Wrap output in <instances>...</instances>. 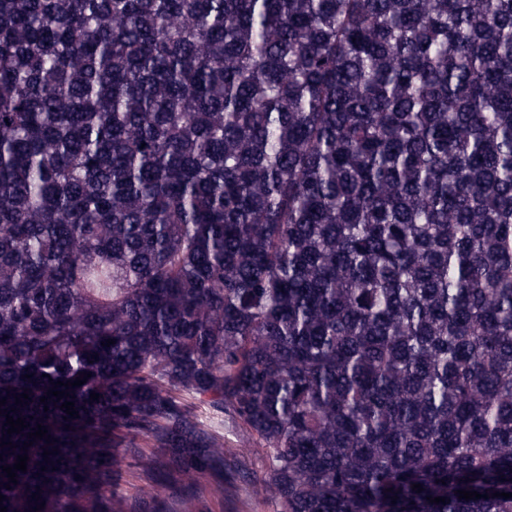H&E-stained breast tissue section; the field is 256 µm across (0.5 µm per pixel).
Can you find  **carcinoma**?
Returning a JSON list of instances; mask_svg holds the SVG:
<instances>
[{
  "label": "carcinoma",
  "instance_id": "obj_1",
  "mask_svg": "<svg viewBox=\"0 0 512 512\" xmlns=\"http://www.w3.org/2000/svg\"><path fill=\"white\" fill-rule=\"evenodd\" d=\"M188 396L280 512H512V0H0V504L214 512ZM196 413L198 418L204 423L212 425L217 434L223 438L224 450L235 453L240 448H244L246 443V434L240 425L230 416H217L213 410L205 403L195 401Z\"/></svg>",
  "mask_w": 512,
  "mask_h": 512
}]
</instances>
